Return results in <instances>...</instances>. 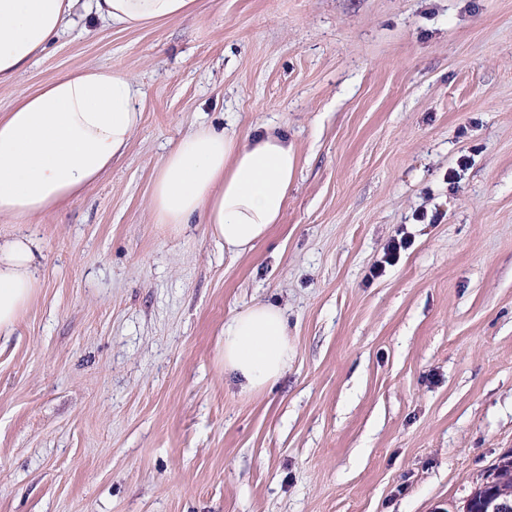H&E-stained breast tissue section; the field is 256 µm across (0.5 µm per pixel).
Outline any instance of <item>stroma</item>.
<instances>
[{
    "mask_svg": "<svg viewBox=\"0 0 512 512\" xmlns=\"http://www.w3.org/2000/svg\"><path fill=\"white\" fill-rule=\"evenodd\" d=\"M88 63L139 82L142 121L80 199L0 223L42 242L39 291L0 333V512H459L512 452V0L78 17L0 113ZM200 123H266L296 152L280 222L241 256L150 206ZM257 301L295 355L245 395L218 342ZM409 246L410 240L405 235L401 236L400 239L392 238L384 250V260L372 268V276H380L385 269V264L393 265L398 260L401 250H406Z\"/></svg>",
    "mask_w": 512,
    "mask_h": 512,
    "instance_id": "obj_1",
    "label": "stroma"
}]
</instances>
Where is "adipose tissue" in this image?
Masks as SVG:
<instances>
[{
	"label": "adipose tissue",
	"instance_id": "ef3b65f1",
	"mask_svg": "<svg viewBox=\"0 0 512 512\" xmlns=\"http://www.w3.org/2000/svg\"><path fill=\"white\" fill-rule=\"evenodd\" d=\"M80 10L126 30L191 17L196 0H0V84L22 77ZM141 118L142 90L116 67L87 65L21 95L0 114V223L27 224L78 200L124 155ZM295 167L282 135L238 137L200 124L162 159L151 208L176 233L200 219L212 239L239 256L279 222ZM40 252L30 236L0 242V331L11 330L34 298ZM293 354L277 305L255 303L224 323L220 363L242 393L278 383Z\"/></svg>",
	"mask_w": 512,
	"mask_h": 512
}]
</instances>
